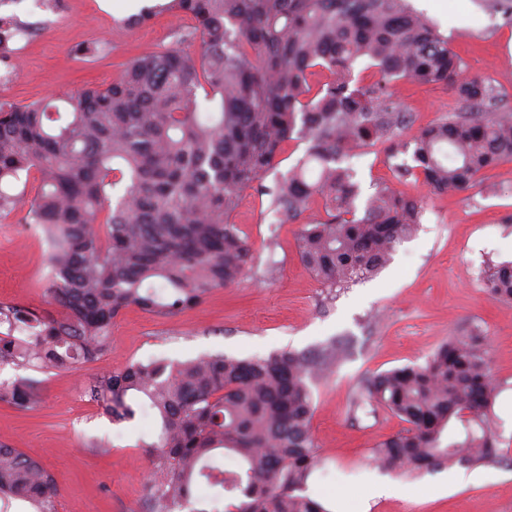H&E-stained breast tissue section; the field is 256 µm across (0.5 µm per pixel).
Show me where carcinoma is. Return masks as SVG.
I'll use <instances>...</instances> for the list:
<instances>
[{
  "instance_id": "cac0c4a2",
  "label": "carcinoma",
  "mask_w": 512,
  "mask_h": 512,
  "mask_svg": "<svg viewBox=\"0 0 512 512\" xmlns=\"http://www.w3.org/2000/svg\"><path fill=\"white\" fill-rule=\"evenodd\" d=\"M196 22L194 53L132 57L107 86L66 100H0V218L20 219L49 246L42 314L0 303V369L69 371L110 350L112 320L128 307L173 315L248 270L251 247L230 215L243 192L295 222L316 198L325 218L302 225V265L328 288L377 274L422 223L425 203L375 184L357 216V172L346 161L385 146L393 179L438 193L472 187L512 157V112L493 87L465 74L448 39L407 0H169ZM367 60L373 81L355 77ZM397 81L451 89L454 111L407 142ZM205 108H200L198 91ZM304 156L274 185L263 177L284 146ZM37 174L34 194L16 191ZM488 291L512 301V261L488 268ZM347 355L293 350L266 357L151 360L96 375L88 402L116 423L145 409L155 427L139 442L150 463L142 512H329L305 494L320 453L309 382ZM499 384L481 337L450 336L424 363L364 375L351 408L407 424L371 451L382 472L415 475L508 456L493 406ZM40 401L39 382L0 381V404ZM237 464L224 468L222 454ZM207 493L200 494L201 488ZM59 488L40 462L0 445V512L25 502L55 512Z\"/></svg>"
}]
</instances>
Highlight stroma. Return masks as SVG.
Masks as SVG:
<instances>
[{
  "mask_svg": "<svg viewBox=\"0 0 512 512\" xmlns=\"http://www.w3.org/2000/svg\"><path fill=\"white\" fill-rule=\"evenodd\" d=\"M165 0H0V14L28 38L10 41L0 53V99L16 103L71 95L88 84L107 85L131 55L177 43L191 22L164 11ZM447 37L467 71L484 76L504 105L512 107V25L488 0H410ZM153 8L151 19L132 16ZM394 96L411 120L400 132L409 139L455 107L452 91L397 83ZM399 191L425 199L427 210L413 237L399 245L374 278L329 291L303 267L298 255L302 224L323 218L313 201L295 223H276L254 190L232 216L253 250L246 275L214 290L203 303L174 316L124 310L112 323L110 352L99 368L115 371L153 358L188 360L202 354L265 356L280 349L317 352L348 338L353 348L326 376L310 385L313 434L323 461L307 493L331 512H512V466L484 465L491 481L465 479L462 467L415 478L387 475L394 493L369 498L379 471L368 461L380 440L402 427L384 411L351 412L350 397L367 373L422 363L451 336L480 331L492 375L500 384L494 413L503 440L512 441V303L491 300L479 283L487 267L512 260V160L483 172L464 191L436 193L415 181ZM47 245L20 231L14 218L0 220V302L50 311L45 293ZM91 368L44 374L0 370V380L32 378L41 401L33 410L0 404V444L39 459L60 490L57 512H141L149 462L138 446L153 427L152 414L115 423L82 398ZM108 442V454L87 448L89 438Z\"/></svg>",
  "mask_w": 512,
  "mask_h": 512,
  "instance_id": "stroma-1",
  "label": "stroma"
}]
</instances>
